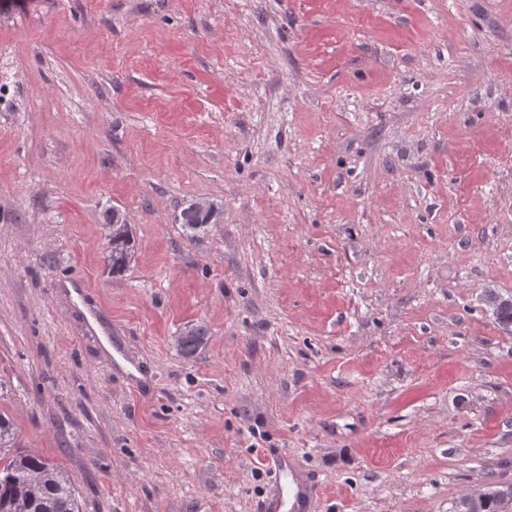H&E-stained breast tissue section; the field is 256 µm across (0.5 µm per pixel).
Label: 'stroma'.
Returning a JSON list of instances; mask_svg holds the SVG:
<instances>
[{"label":"stroma","mask_w":512,"mask_h":512,"mask_svg":"<svg viewBox=\"0 0 512 512\" xmlns=\"http://www.w3.org/2000/svg\"><path fill=\"white\" fill-rule=\"evenodd\" d=\"M199 199L219 215L192 233ZM491 292L512 297V0H0V411L80 512H260L279 451L316 512L512 483ZM190 208L195 213L204 216L199 217L188 213V207L181 211L179 215V220L181 221L180 223L183 224L186 230H191L193 232L199 230L202 227H205L206 224H210L212 219H214L218 214V208L215 206V204L207 200H196L190 204ZM199 225L200 227L198 228L197 226ZM113 212L112 208L103 214L107 239L106 268L112 277L123 275L135 255V242L126 214L118 212L114 224ZM177 339V347L185 357H192L204 344L206 332L202 327H192Z\"/></svg>","instance_id":"stroma-1"}]
</instances>
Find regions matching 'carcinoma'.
<instances>
[{
	"instance_id": "1",
	"label": "carcinoma",
	"mask_w": 512,
	"mask_h": 512,
	"mask_svg": "<svg viewBox=\"0 0 512 512\" xmlns=\"http://www.w3.org/2000/svg\"><path fill=\"white\" fill-rule=\"evenodd\" d=\"M113 210L103 214L106 229V268L121 276L134 259L135 246L130 225L114 223ZM493 316L504 330L512 329V301L488 294ZM206 332L193 327L177 339V347L192 357L204 344ZM76 486L71 477L41 456L15 448L11 420L0 412V512H79ZM512 485L494 484L485 491L482 512H501L505 494Z\"/></svg>"
}]
</instances>
